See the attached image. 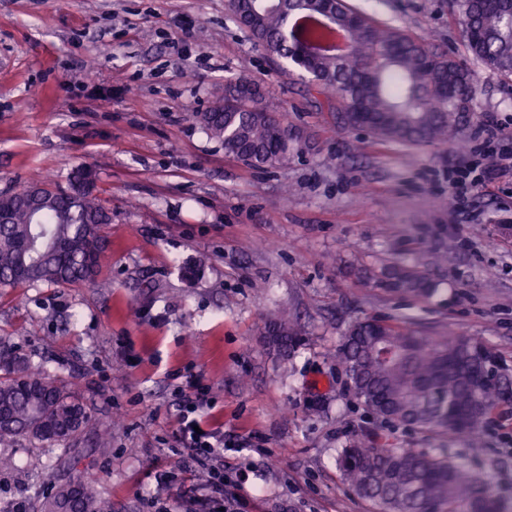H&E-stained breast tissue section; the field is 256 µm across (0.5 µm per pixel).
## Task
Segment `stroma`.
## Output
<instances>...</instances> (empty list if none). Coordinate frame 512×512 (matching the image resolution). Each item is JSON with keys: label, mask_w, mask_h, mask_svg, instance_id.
I'll list each match as a JSON object with an SVG mask.
<instances>
[{"label": "stroma", "mask_w": 512, "mask_h": 512, "mask_svg": "<svg viewBox=\"0 0 512 512\" xmlns=\"http://www.w3.org/2000/svg\"><path fill=\"white\" fill-rule=\"evenodd\" d=\"M463 62L474 76L465 149L376 141L321 110L238 26L228 0H0V193L80 167L112 214L106 268L84 288H0V339L47 361L88 405L71 445L112 512H200L208 475L178 439L179 387L220 431L236 512H380L344 484L336 454L378 431L388 448H444L512 506V405L464 434L388 426L336 367L349 324L410 323L483 343L512 369V172L454 212L448 166L480 150L494 114L512 149V78L468 53L449 0H347ZM248 75L296 136L287 162L258 169L224 151L195 114ZM418 265L422 299L358 280L354 263ZM307 341L266 335L280 313ZM0 503L40 512L66 477L37 441L1 447ZM171 475L161 484L157 474Z\"/></svg>", "instance_id": "stroma-1"}]
</instances>
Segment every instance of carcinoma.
<instances>
[{
    "mask_svg": "<svg viewBox=\"0 0 512 512\" xmlns=\"http://www.w3.org/2000/svg\"><path fill=\"white\" fill-rule=\"evenodd\" d=\"M243 22L283 70L319 96L317 104L350 127L360 120L380 142L442 144L457 130L450 112H469L472 73L454 57L401 30L378 23L332 0L328 12L289 9L282 0H246ZM468 52L486 68L512 77V0H452ZM201 128L227 153L254 167L282 163L295 139L258 84L245 75L224 84V98L197 116ZM81 169L66 191L43 182L39 223L22 194H0V287L91 285L108 249L104 227L112 216ZM366 283L423 298L429 281L403 264L380 277L359 269ZM288 344L302 330L282 316L269 323ZM356 400L374 416L397 425L478 437L481 420L508 397L512 378L488 377L490 352L467 336H422L408 323L378 318L352 323L336 350ZM90 411L44 364L0 346V445L25 437L68 451ZM349 488L382 512H506L487 483L444 455L418 448L368 446L349 441L336 454ZM80 498L66 506L68 487L46 499L47 512H112L84 478L74 477Z\"/></svg>",
    "mask_w": 512,
    "mask_h": 512,
    "instance_id": "cac0c4a2",
    "label": "carcinoma"
}]
</instances>
